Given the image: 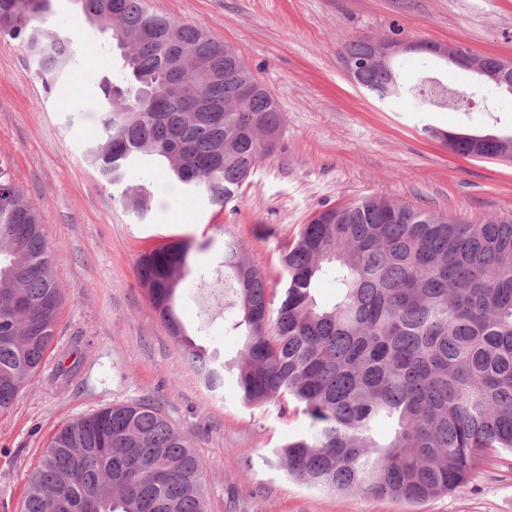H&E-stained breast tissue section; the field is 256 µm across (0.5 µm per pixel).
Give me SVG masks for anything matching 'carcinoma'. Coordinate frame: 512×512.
<instances>
[{
    "label": "carcinoma",
    "mask_w": 512,
    "mask_h": 512,
    "mask_svg": "<svg viewBox=\"0 0 512 512\" xmlns=\"http://www.w3.org/2000/svg\"><path fill=\"white\" fill-rule=\"evenodd\" d=\"M51 0H0V35L19 41L50 90L76 63L74 41L43 26ZM121 50L100 84L99 133L83 155L141 222L149 178L162 168L214 208L232 205L273 152L282 113L241 56L202 29L150 10L147 0H73ZM358 85L395 94L394 70L368 65ZM456 149L494 159L502 146L456 134ZM194 245L143 253L141 287L173 336ZM234 284L239 358L218 362L188 342L207 387L236 379L240 402L289 400L309 420L276 451L286 475L327 492L414 503L463 487L489 448L512 454V217L482 224L366 196L301 226L281 256L279 302L224 239L216 258ZM40 211L0 164V413L43 364L61 305ZM334 303L315 298L323 276ZM159 502L161 510L152 508ZM23 512H208L201 462L165 415L113 404L63 425L25 478Z\"/></svg>",
    "instance_id": "cac0c4a2"
}]
</instances>
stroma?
Segmentation results:
<instances>
[{
  "label": "stroma",
  "mask_w": 512,
  "mask_h": 512,
  "mask_svg": "<svg viewBox=\"0 0 512 512\" xmlns=\"http://www.w3.org/2000/svg\"><path fill=\"white\" fill-rule=\"evenodd\" d=\"M152 10L207 29L238 51L283 116L274 151L258 163L233 211L215 212L154 171L153 210L139 221L85 162L100 127L99 84L110 73L112 34L88 25L73 0H51L44 24L77 42V63L45 94L26 50L0 39V160L39 205L62 303L44 366L0 414V512H22L26 475L65 422L101 407L146 400L196 451L208 512H512V456L490 450L459 491L422 503L307 488L277 466L275 451L305 430L279 404L243 406L233 376L205 387L183 344L159 319L137 272L142 252L190 239L211 265L225 235L243 244L269 288H281L280 255L319 210L377 196L480 224L512 217V160L453 154L445 132L512 135V96L486 91L468 112L415 111L408 95L425 74L460 88L469 75L422 52L397 56L399 91L378 100L345 73L353 41L454 44L512 58V0H149ZM218 278L182 284L177 314L217 359L243 340L212 299ZM77 348L67 389L50 374Z\"/></svg>",
  "instance_id": "stroma-1"
}]
</instances>
